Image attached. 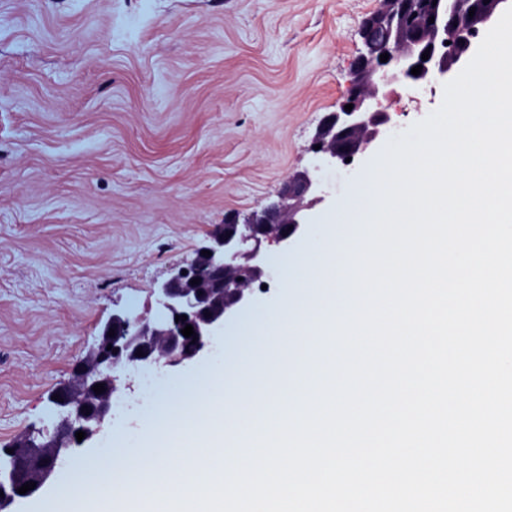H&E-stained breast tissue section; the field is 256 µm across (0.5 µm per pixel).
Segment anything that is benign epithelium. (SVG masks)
I'll return each instance as SVG.
<instances>
[{
  "label": "benign epithelium",
  "mask_w": 512,
  "mask_h": 512,
  "mask_svg": "<svg viewBox=\"0 0 512 512\" xmlns=\"http://www.w3.org/2000/svg\"><path fill=\"white\" fill-rule=\"evenodd\" d=\"M511 5L512 0H385L366 14L359 24L362 50L351 67L350 89L324 116L311 141L320 146L314 151L319 164L288 176L276 199L244 222L226 218L191 259L155 284L151 294L163 316L149 319L125 309L112 313L75 367L72 381L54 393L51 404L60 419L56 432L47 436L28 430L23 444L8 445L12 453L0 448V512H17L20 501L54 483L69 458L92 447L112 427L113 396L134 386L133 378L114 372L115 364L167 373L209 356L224 334V322L252 302L253 287L270 280L268 247L286 251L308 232L309 212L325 200L319 171L346 169L378 149L397 127L388 105L397 87L417 90L454 78L475 54L482 32ZM384 53L386 62L380 61ZM417 65L421 73L411 74ZM348 104L353 105L350 111ZM196 278L200 282L191 283ZM182 315L187 319L176 320ZM187 325L193 327L192 338L181 333ZM97 384L105 391L95 402H86L80 392H91ZM78 431L86 433L80 442ZM27 482L36 487L17 493Z\"/></svg>",
  "instance_id": "benign-epithelium-1"
}]
</instances>
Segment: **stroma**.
<instances>
[{
    "label": "stroma",
    "mask_w": 512,
    "mask_h": 512,
    "mask_svg": "<svg viewBox=\"0 0 512 512\" xmlns=\"http://www.w3.org/2000/svg\"><path fill=\"white\" fill-rule=\"evenodd\" d=\"M377 0H0V447L53 430L67 384L113 310L151 318L153 285L231 214L317 167L312 137L350 84L360 19ZM441 84L397 89L400 129L439 107ZM372 153L319 169L310 249ZM266 290L224 325L221 357L172 372L149 414L126 415L113 459L162 452L169 404L198 391L232 413L287 307L280 251Z\"/></svg>",
    "instance_id": "1"
}]
</instances>
